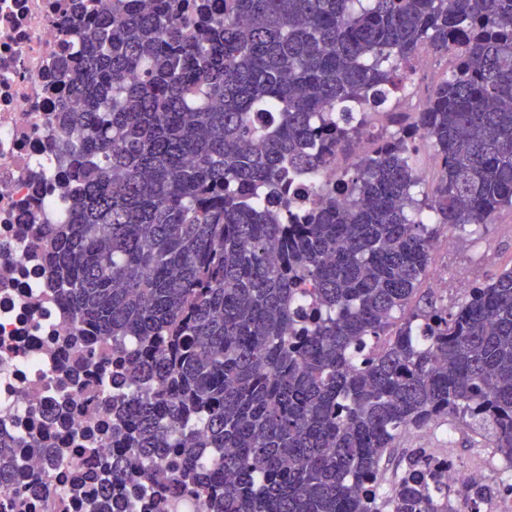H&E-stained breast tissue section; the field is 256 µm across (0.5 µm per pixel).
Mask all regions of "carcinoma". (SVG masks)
<instances>
[{
    "label": "carcinoma",
    "instance_id": "cac0c4a2",
    "mask_svg": "<svg viewBox=\"0 0 512 512\" xmlns=\"http://www.w3.org/2000/svg\"><path fill=\"white\" fill-rule=\"evenodd\" d=\"M143 2L81 5L69 216L35 233L76 321L137 343L131 384L162 383L119 414L112 477L175 448L176 489L212 512H448L444 471L396 441L452 417L512 480V267L411 308L441 228L512 209V0ZM424 49L454 65L403 112ZM375 117L392 131L356 152ZM421 142L439 174L419 200ZM338 154L294 218L283 182ZM347 162V159L342 158L341 156H337L336 159H334L333 162L325 170L322 171V173L319 176V180L316 183L311 182L309 184L303 185L300 190V201L304 205L298 206L297 209L305 211L307 209V206L305 205H317L320 201V195L322 193L319 186L322 183H332L336 178V169L344 167L345 164H347Z\"/></svg>",
    "mask_w": 512,
    "mask_h": 512
}]
</instances>
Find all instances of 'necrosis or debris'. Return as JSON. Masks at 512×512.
<instances>
[{
	"mask_svg": "<svg viewBox=\"0 0 512 512\" xmlns=\"http://www.w3.org/2000/svg\"><path fill=\"white\" fill-rule=\"evenodd\" d=\"M73 0H0V443L18 458L0 512H208L203 496L128 482L101 497L112 470V401L129 391L111 339L77 326L37 225L66 217L55 145L75 54ZM40 447L27 450L30 440Z\"/></svg>",
	"mask_w": 512,
	"mask_h": 512,
	"instance_id": "obj_1",
	"label": "necrosis or debris"
}]
</instances>
